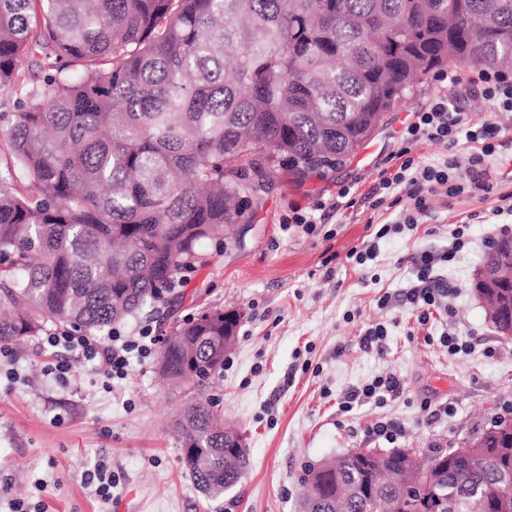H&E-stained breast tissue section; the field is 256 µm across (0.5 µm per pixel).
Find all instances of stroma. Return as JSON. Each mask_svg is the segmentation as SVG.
I'll return each instance as SVG.
<instances>
[{
    "label": "stroma",
    "instance_id": "35a3bbf8",
    "mask_svg": "<svg viewBox=\"0 0 512 512\" xmlns=\"http://www.w3.org/2000/svg\"><path fill=\"white\" fill-rule=\"evenodd\" d=\"M447 67L462 79L450 92L457 106L473 122L500 128L487 162L490 191L431 196L430 218L381 241L374 260L325 266L331 254L369 241V222L398 219L397 206L376 212L360 202L336 211L329 204L346 185L368 192L412 113L438 91L431 75L386 114L369 155L303 178L282 172L223 250L202 244L206 265L168 296L178 319L214 308L243 313L211 387L225 425L248 450L250 466L236 487L210 500L186 470L176 427L186 395L161 382L156 358L133 362L127 379L108 383L71 352L41 349L34 336L0 362V512H10L14 498L42 502L45 512H300L309 464L354 448L425 454L455 447L512 414V337L494 333L474 289L499 198L512 191V112L488 110L481 88L469 82L471 66L452 60ZM295 207L313 211L317 233L284 224ZM461 224L469 243L443 271L451 292L419 324L406 296L416 282L413 259L443 254ZM378 324L387 328L383 347L366 349L362 336ZM444 332L466 352L440 344ZM68 359L67 381L44 376L47 364ZM389 374L401 389L386 403L339 409L347 392ZM378 421L398 424L394 441L369 434ZM99 466L118 479L107 501L86 479Z\"/></svg>",
    "mask_w": 512,
    "mask_h": 512
}]
</instances>
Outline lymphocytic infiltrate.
<instances>
[{"label": "lymphocytic infiltrate", "mask_w": 512, "mask_h": 512, "mask_svg": "<svg viewBox=\"0 0 512 512\" xmlns=\"http://www.w3.org/2000/svg\"><path fill=\"white\" fill-rule=\"evenodd\" d=\"M471 83L480 85L485 101L494 112H512V75L491 69L475 71ZM470 118L450 102L447 95H434L428 107L415 113L402 136L401 146L394 155V165L383 169L366 194L370 208L384 205L396 190H405L410 201L401 219L392 224L379 225L373 241L360 249L346 254V261L354 266L364 265L374 259L380 240L403 229H416L430 214L429 197L436 189H446L449 196L456 197L466 192L485 191V164L495 152L493 140L500 129L492 122H482L477 129H470ZM466 133L474 142H480L479 152L470 158L466 173H458L455 159L449 158L436 165L419 164L414 156L417 146L425 141L454 145L459 133ZM452 244L447 253L433 256L421 253L414 261L417 285L413 288L412 301L419 310L420 320H427L430 307L446 297L449 288L436 273V262H452L463 250L467 241L463 228L452 231ZM42 347H61L74 352L78 359L92 363L109 380L122 379L128 374L132 359H145L152 355L159 343L150 326H142L137 336L131 337L120 330H113L107 339L86 336L75 332L51 330L40 338Z\"/></svg>", "instance_id": "f902f5d3"}]
</instances>
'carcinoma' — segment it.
Listing matches in <instances>:
<instances>
[{
    "instance_id": "carcinoma-1",
    "label": "carcinoma",
    "mask_w": 512,
    "mask_h": 512,
    "mask_svg": "<svg viewBox=\"0 0 512 512\" xmlns=\"http://www.w3.org/2000/svg\"><path fill=\"white\" fill-rule=\"evenodd\" d=\"M450 58L512 70V0H0V87L26 61L41 74L0 129V344L105 336L164 303L281 170L342 165ZM510 257L500 243L484 271ZM497 297L493 328L512 336V290ZM224 324L222 309L173 321L158 361L184 388L183 463L211 498L248 466L205 396ZM324 466L306 470L303 512H500L475 499L512 469V423L422 462L357 449ZM409 467L430 485L400 501Z\"/></svg>"
}]
</instances>
